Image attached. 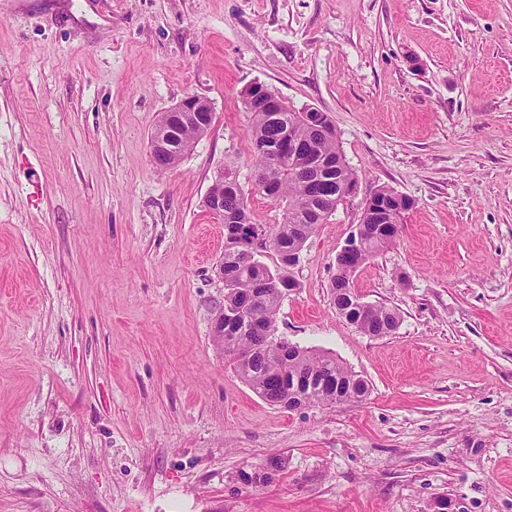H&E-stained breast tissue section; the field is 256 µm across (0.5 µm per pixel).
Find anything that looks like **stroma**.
I'll return each mask as SVG.
<instances>
[{
	"instance_id": "obj_1",
	"label": "stroma",
	"mask_w": 512,
	"mask_h": 512,
	"mask_svg": "<svg viewBox=\"0 0 512 512\" xmlns=\"http://www.w3.org/2000/svg\"><path fill=\"white\" fill-rule=\"evenodd\" d=\"M254 82L328 113L358 176L276 334L364 400L271 405L213 341L210 186L233 167L282 220L253 188ZM191 93L212 126L155 169ZM381 186L414 205L356 275L401 311L372 337L331 280ZM0 512H512V0H0ZM207 113V115H202ZM201 119L212 122L213 109L208 100L196 94H188L178 103L166 110L150 139V161L155 168L168 169L170 163V151L172 150V132L178 130L175 136V156L191 150L196 140L207 133L201 125ZM193 125V126H190ZM286 460L280 456H274V457H271L267 462H266V465L262 468V469H258V470H254L253 472H248V471H243V472H240V474L238 475V479L239 481L246 485V486H261V485H267L269 483H271L273 481V479H271L267 473L273 477L274 476V472L272 469H268L267 470V473H266V466L268 464H274L275 468H276V471H277V475L284 471L285 468H286Z\"/></svg>"
}]
</instances>
